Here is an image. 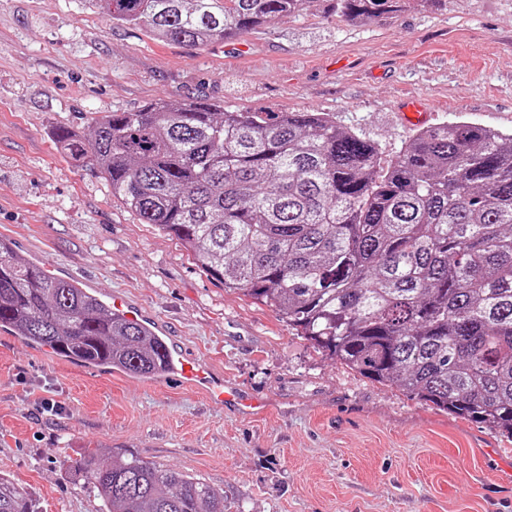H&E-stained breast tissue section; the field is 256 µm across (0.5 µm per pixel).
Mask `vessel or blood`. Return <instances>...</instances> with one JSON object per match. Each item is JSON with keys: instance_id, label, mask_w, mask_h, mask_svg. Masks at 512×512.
<instances>
[{"instance_id": "1", "label": "vessel or blood", "mask_w": 512, "mask_h": 512, "mask_svg": "<svg viewBox=\"0 0 512 512\" xmlns=\"http://www.w3.org/2000/svg\"><path fill=\"white\" fill-rule=\"evenodd\" d=\"M401 115L407 124L422 126L428 122L430 112L422 101L408 98L403 100L401 104ZM112 311L126 320L151 328L153 333L157 334L161 331L158 323L146 317L136 306L121 297H113ZM167 373L188 387L202 390L216 405L224 406L243 414L252 413L263 406V402L259 397L243 394L238 387L228 384L224 381L223 377L213 373L208 365L188 356L181 349H171Z\"/></svg>"}]
</instances>
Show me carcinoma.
Instances as JSON below:
<instances>
[{"mask_svg":"<svg viewBox=\"0 0 512 512\" xmlns=\"http://www.w3.org/2000/svg\"><path fill=\"white\" fill-rule=\"evenodd\" d=\"M112 24L193 47L295 17L313 0H76ZM335 0L367 24L411 3ZM143 224L213 280L272 308L318 352L372 382L512 440V132L460 117L413 131L390 160L325 112L231 110L205 98L108 112L54 131ZM0 327L95 366L165 375L169 349L73 281L0 240ZM74 473L101 512H226L224 490L138 458ZM0 512H33L0 476Z\"/></svg>","mask_w":512,"mask_h":512,"instance_id":"1","label":"carcinoma"}]
</instances>
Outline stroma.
<instances>
[{
	"label": "stroma",
	"instance_id": "35a3bbf8",
	"mask_svg": "<svg viewBox=\"0 0 512 512\" xmlns=\"http://www.w3.org/2000/svg\"><path fill=\"white\" fill-rule=\"evenodd\" d=\"M426 99L512 130V0H447L353 25L330 0L234 42L163 43L75 0H0V238L53 276L122 295L245 393L240 417L170 378L61 358L0 331V476L35 512H101L68 466L120 453L223 488L229 512H512V441L315 351L271 308L224 290L141 223L98 170L52 143L59 126L159 98L326 112L392 157ZM430 115L426 104L416 98H407L401 103V116L411 126L425 125Z\"/></svg>",
	"mask_w": 512,
	"mask_h": 512
}]
</instances>
